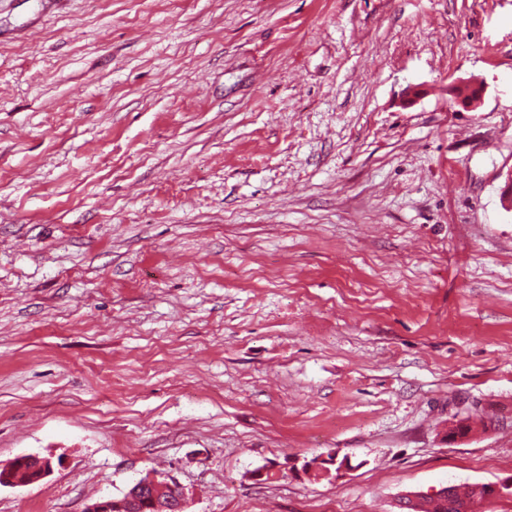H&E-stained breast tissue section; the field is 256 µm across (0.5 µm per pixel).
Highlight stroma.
<instances>
[{
    "mask_svg": "<svg viewBox=\"0 0 512 512\" xmlns=\"http://www.w3.org/2000/svg\"><path fill=\"white\" fill-rule=\"evenodd\" d=\"M511 170L512 0H0V512L511 476ZM29 466L30 472L33 473V476L29 473L28 469H18L15 473L14 471L19 466ZM52 470V461L48 458L39 457L37 455H23L17 457L9 467H1L0 468V487L1 486H9L14 483V477L18 474L21 475L25 480L29 479V483L39 482L45 477H47ZM21 471V472H20ZM19 472V473H18ZM134 485L137 486L136 489L131 494H128V488L126 491L127 493H124V498H100L99 500L87 503L82 512H112V510L115 512H129L135 511L131 509L133 507H137L141 503L145 506L140 511H144L145 509L149 508L154 512H163L164 510L168 509H172L175 512H188L185 510L187 507V502L184 498V494L177 484L160 481L151 475H146L134 483ZM157 488L163 490L155 491V494L158 497H162L163 500H166L167 494L165 492L169 494L167 502L158 500L155 495L149 499L139 496L141 490L146 492L148 489L154 491ZM147 494L151 495V492L148 490ZM126 508H128L127 511L125 510Z\"/></svg>",
    "mask_w": 512,
    "mask_h": 512,
    "instance_id": "35a3bbf8",
    "label": "stroma"
}]
</instances>
